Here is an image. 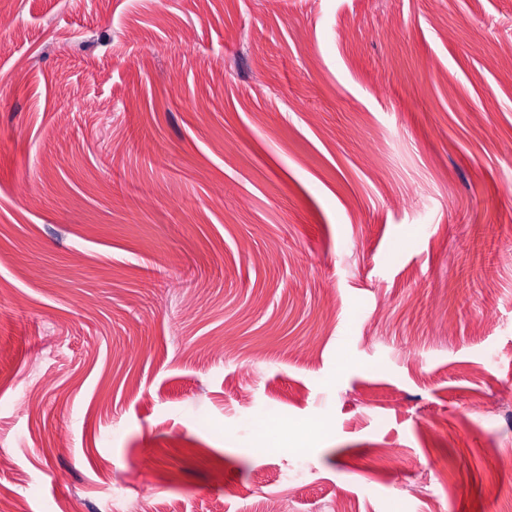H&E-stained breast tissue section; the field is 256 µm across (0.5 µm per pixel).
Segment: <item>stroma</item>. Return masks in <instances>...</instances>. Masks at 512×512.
<instances>
[{
	"label": "stroma",
	"mask_w": 512,
	"mask_h": 512,
	"mask_svg": "<svg viewBox=\"0 0 512 512\" xmlns=\"http://www.w3.org/2000/svg\"><path fill=\"white\" fill-rule=\"evenodd\" d=\"M508 142L512 0H0V497L512 512Z\"/></svg>",
	"instance_id": "1"
}]
</instances>
